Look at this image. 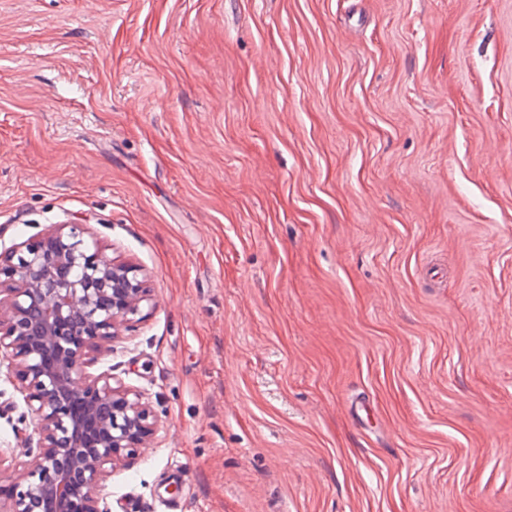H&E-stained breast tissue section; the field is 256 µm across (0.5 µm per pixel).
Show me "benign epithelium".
Returning <instances> with one entry per match:
<instances>
[{"label":"benign epithelium","instance_id":"1","mask_svg":"<svg viewBox=\"0 0 512 512\" xmlns=\"http://www.w3.org/2000/svg\"><path fill=\"white\" fill-rule=\"evenodd\" d=\"M65 228L0 256V362L24 401L19 422L32 420L25 460L0 454V467L14 471L0 484V512H108L101 488L160 431L140 391L110 368L89 371L114 351L151 288L136 265Z\"/></svg>","mask_w":512,"mask_h":512}]
</instances>
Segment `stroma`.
<instances>
[{
  "instance_id": "1",
  "label": "stroma",
  "mask_w": 512,
  "mask_h": 512,
  "mask_svg": "<svg viewBox=\"0 0 512 512\" xmlns=\"http://www.w3.org/2000/svg\"><path fill=\"white\" fill-rule=\"evenodd\" d=\"M54 224L152 288L109 512H512V0H0V251Z\"/></svg>"
}]
</instances>
